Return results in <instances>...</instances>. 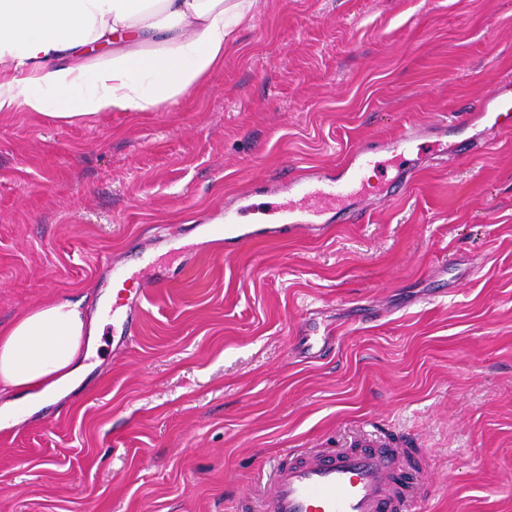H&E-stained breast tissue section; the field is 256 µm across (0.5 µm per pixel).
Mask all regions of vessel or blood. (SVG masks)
<instances>
[{"label":"vessel or blood","instance_id":"obj_1","mask_svg":"<svg viewBox=\"0 0 512 512\" xmlns=\"http://www.w3.org/2000/svg\"><path fill=\"white\" fill-rule=\"evenodd\" d=\"M469 122L487 129H512V81L501 84L487 96L477 111L467 113ZM419 128L405 129L398 137L385 142L392 153H405L423 137ZM371 165L370 151L352 148L335 174H303L288 182V190L302 193L312 187L349 188L361 180ZM287 214L284 224L268 228V235L290 231L303 236H317L324 226L314 212L295 211L291 202H283ZM286 462H275L272 476L256 500L254 512H411L415 503L426 501L428 488L424 472L401 480L403 449L352 451L347 449L311 451L286 449Z\"/></svg>","mask_w":512,"mask_h":512}]
</instances>
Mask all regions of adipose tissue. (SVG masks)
Here are the masks:
<instances>
[{"mask_svg":"<svg viewBox=\"0 0 512 512\" xmlns=\"http://www.w3.org/2000/svg\"><path fill=\"white\" fill-rule=\"evenodd\" d=\"M258 0H0V113L73 124L107 112H157L204 87ZM78 305H40L0 329V418L57 402L80 372Z\"/></svg>","mask_w":512,"mask_h":512,"instance_id":"1","label":"adipose tissue"}]
</instances>
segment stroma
Listing matches in <instances>:
<instances>
[{
  "label": "stroma",
  "mask_w": 512,
  "mask_h": 512,
  "mask_svg": "<svg viewBox=\"0 0 512 512\" xmlns=\"http://www.w3.org/2000/svg\"><path fill=\"white\" fill-rule=\"evenodd\" d=\"M512 77V0H261L204 89L62 124L0 114V327L80 302L91 370L0 427V512H250L286 448L426 454L420 512H512V129L425 156L365 223L271 237L288 181L434 133ZM242 212L237 240L214 233ZM164 279L124 339L111 292ZM306 336L338 338L316 360ZM424 136L425 134L422 129L406 128L398 137L385 142L382 148L387 152L404 154Z\"/></svg>",
  "instance_id": "obj_1"
}]
</instances>
